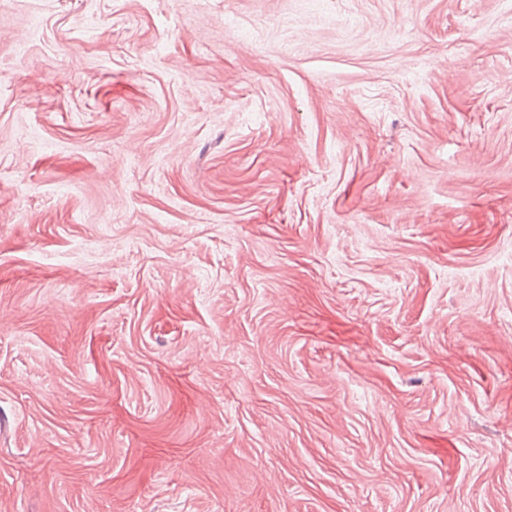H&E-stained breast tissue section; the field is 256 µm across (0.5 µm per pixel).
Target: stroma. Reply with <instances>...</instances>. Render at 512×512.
Masks as SVG:
<instances>
[{"label": "stroma", "instance_id": "1", "mask_svg": "<svg viewBox=\"0 0 512 512\" xmlns=\"http://www.w3.org/2000/svg\"><path fill=\"white\" fill-rule=\"evenodd\" d=\"M510 77L512 0H0V512H512Z\"/></svg>", "mask_w": 512, "mask_h": 512}]
</instances>
